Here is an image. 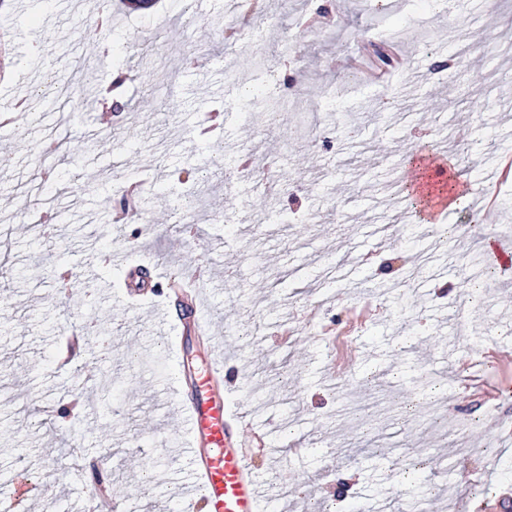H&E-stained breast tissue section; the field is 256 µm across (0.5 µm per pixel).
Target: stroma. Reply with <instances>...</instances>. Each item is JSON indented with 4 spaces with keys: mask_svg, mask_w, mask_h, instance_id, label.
Here are the masks:
<instances>
[{
    "mask_svg": "<svg viewBox=\"0 0 512 512\" xmlns=\"http://www.w3.org/2000/svg\"><path fill=\"white\" fill-rule=\"evenodd\" d=\"M235 0H182L151 10L120 0L119 25L88 26L90 0H0V128L11 164L0 168V229L8 233L0 280V502L13 512H85L91 476L53 450L70 432L86 437L83 459L105 470L119 512H170L190 483L187 427L173 390L178 371L210 360L234 370L225 384L246 412V432L266 434L275 467L255 454L264 512H334L332 492L370 512H504L512 505V362H482L512 350V270L476 259L460 232L476 225L474 202L447 209L440 243L401 219L392 181L409 155L435 146L464 178L496 192L500 218L485 234L512 237V185L494 174L512 153V0H385L371 31L372 0H310L297 25L292 0H266L262 20L224 40ZM479 48L453 58L466 36ZM400 41L404 71L342 98L343 58L365 45ZM92 63L99 87L131 72L128 109L104 102L62 110L32 96L45 75L70 80L75 59ZM394 97L378 115L376 94ZM361 137H321L352 121ZM63 138L58 180L37 183L40 146ZM109 143L99 152L97 140ZM273 162L275 182L240 177L244 159ZM195 169L203 195L183 208L175 170ZM149 178L138 211L123 189ZM53 200L50 235L28 216ZM306 222H298V215ZM260 232L243 234L247 225ZM164 282L194 277L197 297L164 288L127 291L126 268ZM378 308L349 338L371 351L334 384L336 333L363 297ZM199 305L209 336L172 326ZM30 492L15 497V484Z\"/></svg>",
    "mask_w": 512,
    "mask_h": 512,
    "instance_id": "35a3bbf8",
    "label": "stroma"
}]
</instances>
